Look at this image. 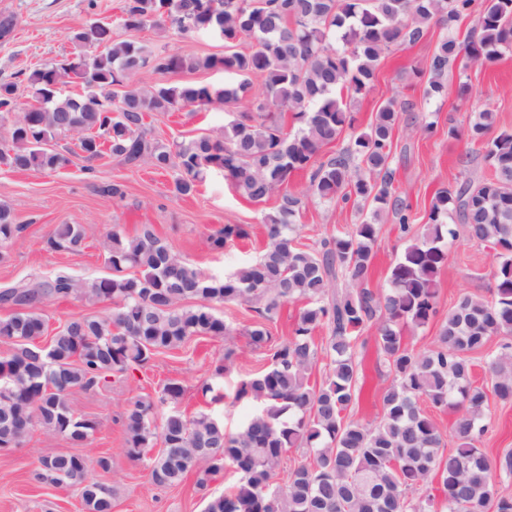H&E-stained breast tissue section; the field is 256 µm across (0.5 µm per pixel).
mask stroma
Masks as SVG:
<instances>
[{
    "instance_id": "1",
    "label": "stroma",
    "mask_w": 512,
    "mask_h": 512,
    "mask_svg": "<svg viewBox=\"0 0 512 512\" xmlns=\"http://www.w3.org/2000/svg\"><path fill=\"white\" fill-rule=\"evenodd\" d=\"M0 0V13L13 14L16 28L10 38L0 39V81L22 68H32L78 53L69 38L72 30L93 19L116 20L126 0ZM442 34L430 26L423 40L393 47L381 59L371 91L359 98L355 110L360 126H367L387 101L407 102L411 111L400 113L392 155L397 167V192L414 215L428 210L436 192L455 184L462 168L460 157H468L467 168L474 179L488 177L490 170L463 133L477 112L491 109L497 129H512V53L482 69L458 67L448 71L447 96L427 98L422 73ZM136 41L150 45L158 53H184L199 57L223 55L224 40L216 32H199L176 40L148 28L135 33ZM468 84V99H459V84ZM427 117L434 130H415L414 120ZM232 116L215 105L200 112H154L146 122L151 133L172 140L190 139L219 132ZM460 135L452 138L449 127ZM171 174L149 165L130 168L110 156L93 162L72 156L61 170L13 171L0 167V200L12 208L23 224L21 238L0 260V289L23 287L33 281L64 271L78 279L108 275L104 264L107 235L112 228L136 235L143 225H151L189 263L217 278L232 273L241 264L255 260L265 247L261 214L271 202L256 204L240 196L217 172L210 173L190 197L176 196ZM120 185V196H112V185ZM359 214L350 203L332 207L308 205L298 221L302 242L350 230ZM60 224L82 225L87 247L71 255L49 250L45 241ZM225 224H245L250 236L214 249L209 236ZM410 237L401 235L392 215L380 220L374 247L372 288L384 290L393 262L404 252ZM493 254L489 248L457 235L448 244V263L438 275V316L422 328L407 327V343L417 349L428 347L437 335L441 320L465 294L491 298L494 291ZM110 308L106 302L85 299H50L41 310L49 329H56L75 316H99ZM234 331L232 339L193 337L182 349L154 357L143 368L112 377L108 386L76 389L70 395L78 415L95 420L97 429L88 443L74 446L66 436L34 429L17 448L0 450V512H82L81 496L75 488H57L37 483L33 472L38 460L60 453L104 456L109 471H96L98 480L116 486L112 512H203L210 498L223 495L239 476L226 470L209 479L191 471L174 487L151 483L143 463L132 460L126 450L123 412L136 395H153L170 380L185 389L180 402L189 414L212 412L224 419L228 429L240 427L253 413L249 400H235L234 392L247 375L261 371L266 363L263 350L253 348L246 334L253 318L246 306L228 304L220 310ZM374 327L363 333L358 350L360 362L358 391L346 412L347 419L368 422L382 412L381 394L391 381V373L377 352ZM232 358H225L226 349ZM227 365L216 375L219 365ZM209 382L213 394L202 393L200 385ZM488 430L483 445L491 455L512 450V402L490 398L486 410Z\"/></svg>"
}]
</instances>
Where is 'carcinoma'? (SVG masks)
<instances>
[{
    "mask_svg": "<svg viewBox=\"0 0 512 512\" xmlns=\"http://www.w3.org/2000/svg\"><path fill=\"white\" fill-rule=\"evenodd\" d=\"M474 17L458 41L457 23ZM445 30L429 64L426 94L448 92V68L485 66L512 51V0H127L120 26L127 32L170 29L185 38L201 30L224 37V54L152 53L112 34L93 20L70 35L85 53L19 70L0 83V129L8 146L0 165L13 170H56L68 149L51 143L75 139L89 161L108 154L123 164H150L174 174V193L188 197L202 177L224 173L244 198L261 204L267 243L261 256L222 279L184 260L149 225L134 237L112 228L104 262L111 274L78 280L56 273L23 288H6L0 302L17 307L0 319V340L15 345L0 356V448L21 445L36 427L83 444L95 421L74 411L70 394L91 389L181 348L194 336L230 338L217 309L245 304L255 313L250 344L267 352L268 367L242 380L235 398H248L253 416L234 434L212 413L188 416L178 408L183 385L166 383L156 397L138 396L124 412L129 456L146 462L153 484L176 486L195 467L212 477L231 463L241 473L235 489L207 501L204 512H433L434 497L413 499L440 475L445 512H512V495L499 488L512 476V452L493 458L482 447L488 393L512 401V344L488 363L492 391L471 381L472 355L492 338L512 335V130L490 135L495 112L486 108L469 127L492 169L481 181L463 178L437 192L421 230L395 188L394 100L363 129L352 105L370 92L383 54L420 41L430 24ZM249 42L247 50L240 43ZM219 69L236 81L207 85L112 87L138 72ZM260 91L252 94L253 80ZM78 83L82 93L65 95ZM26 85L33 104L18 108ZM216 103L239 118L216 135L163 142L150 135L152 112H175ZM350 130L346 147L320 155ZM309 172L305 192L285 188L288 177ZM367 209L351 231L300 241L297 220L308 203L337 201ZM390 213L412 243L390 268L389 288L370 287L378 218ZM462 225L467 238L494 247L495 289L490 299L462 295L448 311L432 345L414 349L403 327H423L437 314V275L448 262L447 240ZM8 205L0 203V257L20 238ZM242 224L210 235L213 248L248 237ZM53 251L79 255L85 235L78 224H59L47 238ZM109 302L98 317L74 318L50 336L38 306L47 298ZM305 306L288 336H271L267 323L280 307ZM375 326L378 353L392 375L373 422L351 421L359 375L356 349L363 330ZM327 331L322 339L316 333ZM328 371L319 385L310 376L319 360ZM460 408L451 430L457 446L445 450L442 435L421 403ZM163 449L150 454L156 443ZM312 455L272 484L284 454ZM107 458L57 454L38 460L33 477L54 487L80 490L86 512H111L114 488L93 474Z\"/></svg>",
    "mask_w": 512,
    "mask_h": 512,
    "instance_id": "obj_1",
    "label": "carcinoma"
}]
</instances>
